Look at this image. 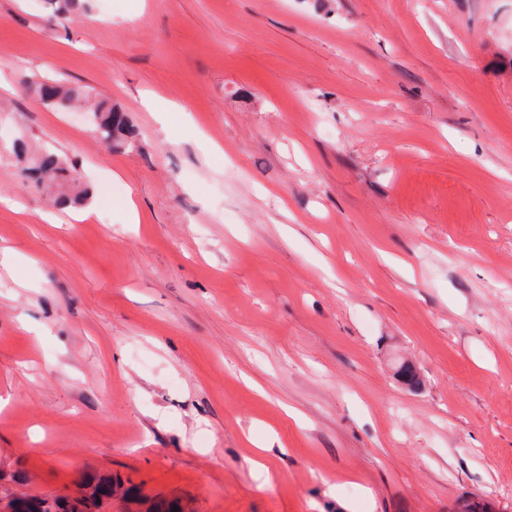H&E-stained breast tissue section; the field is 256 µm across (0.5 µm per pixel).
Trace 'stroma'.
Listing matches in <instances>:
<instances>
[{"label": "stroma", "instance_id": "obj_1", "mask_svg": "<svg viewBox=\"0 0 512 512\" xmlns=\"http://www.w3.org/2000/svg\"><path fill=\"white\" fill-rule=\"evenodd\" d=\"M51 11L0 0V470L195 512H512V0ZM48 78L134 150L23 86ZM20 140L89 218L21 183ZM94 112L98 119L97 132L110 149L119 151L134 147L128 120L122 112L104 102H100Z\"/></svg>", "mask_w": 512, "mask_h": 512}]
</instances>
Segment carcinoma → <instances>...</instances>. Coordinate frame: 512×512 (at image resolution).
<instances>
[{
  "label": "carcinoma",
  "mask_w": 512,
  "mask_h": 512,
  "mask_svg": "<svg viewBox=\"0 0 512 512\" xmlns=\"http://www.w3.org/2000/svg\"><path fill=\"white\" fill-rule=\"evenodd\" d=\"M41 100L67 106L79 102L81 92L61 81L49 79L34 87ZM98 119L97 132L110 149L114 151L133 148L126 116L101 102L95 108ZM17 156L24 160L20 168L22 180L36 189L57 187L60 194L57 202L62 206H78L88 199L86 190L64 187L77 181L64 161L53 152L44 151L28 154L24 145H19ZM80 486L83 495L71 497L60 491L55 494L27 496V512H112V499L118 497L126 512H172L173 506L181 505L179 499L150 497L142 493L137 485L125 486L120 479L114 480L96 473L83 475Z\"/></svg>",
  "instance_id": "cac0c4a2"
}]
</instances>
